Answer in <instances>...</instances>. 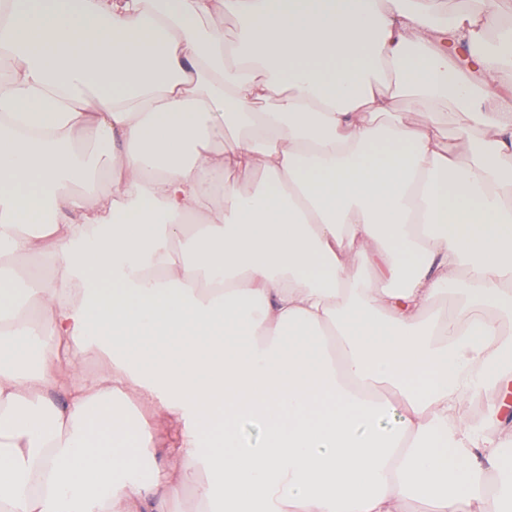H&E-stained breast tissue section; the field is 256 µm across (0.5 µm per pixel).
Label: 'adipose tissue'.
I'll return each mask as SVG.
<instances>
[{
    "label": "adipose tissue",
    "instance_id": "adipose-tissue-1",
    "mask_svg": "<svg viewBox=\"0 0 512 512\" xmlns=\"http://www.w3.org/2000/svg\"><path fill=\"white\" fill-rule=\"evenodd\" d=\"M506 5L0 0V512H512ZM142 410L152 424L157 451L168 455V448L173 443L179 429L177 421L154 404L149 407L142 405Z\"/></svg>",
    "mask_w": 512,
    "mask_h": 512
}]
</instances>
